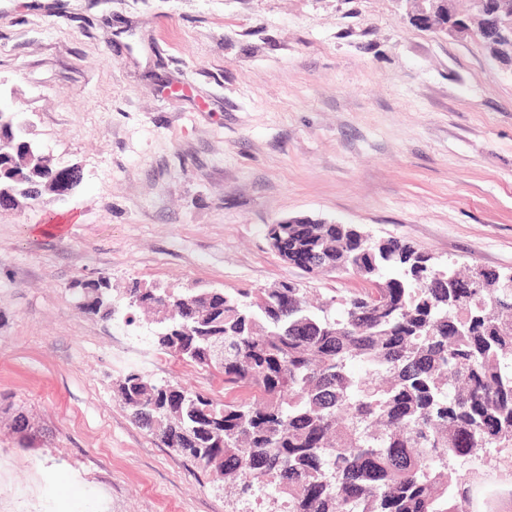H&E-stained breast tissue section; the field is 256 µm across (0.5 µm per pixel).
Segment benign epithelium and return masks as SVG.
I'll return each instance as SVG.
<instances>
[{"instance_id": "obj_1", "label": "benign epithelium", "mask_w": 512, "mask_h": 512, "mask_svg": "<svg viewBox=\"0 0 512 512\" xmlns=\"http://www.w3.org/2000/svg\"><path fill=\"white\" fill-rule=\"evenodd\" d=\"M415 4L409 19L423 27H435L461 39L479 26L487 33L486 46L492 59L512 70V6L507 0H472V13L463 16L455 0H411Z\"/></svg>"}]
</instances>
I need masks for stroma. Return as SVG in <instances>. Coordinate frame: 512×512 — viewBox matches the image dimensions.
I'll use <instances>...</instances> for the list:
<instances>
[{
    "label": "stroma",
    "mask_w": 512,
    "mask_h": 512,
    "mask_svg": "<svg viewBox=\"0 0 512 512\" xmlns=\"http://www.w3.org/2000/svg\"><path fill=\"white\" fill-rule=\"evenodd\" d=\"M407 0H0V103L82 181L0 211V512H227L133 423L132 370L220 400L150 319L82 312L74 280L229 293L362 288L281 260L308 216L439 265L512 273V72Z\"/></svg>",
    "instance_id": "1"
}]
</instances>
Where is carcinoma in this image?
<instances>
[{"instance_id": "obj_1", "label": "carcinoma", "mask_w": 512, "mask_h": 512, "mask_svg": "<svg viewBox=\"0 0 512 512\" xmlns=\"http://www.w3.org/2000/svg\"><path fill=\"white\" fill-rule=\"evenodd\" d=\"M58 166L0 112V188L55 193ZM302 270L365 287L308 305L294 282L239 291L154 288L157 347L224 372V400L132 371L117 387L133 421L234 490L229 512H497L476 466L512 448V288L439 267L354 224H269ZM78 306L115 312L109 278L78 280ZM337 310H332L334 304ZM365 366L354 375L350 366Z\"/></svg>"}]
</instances>
